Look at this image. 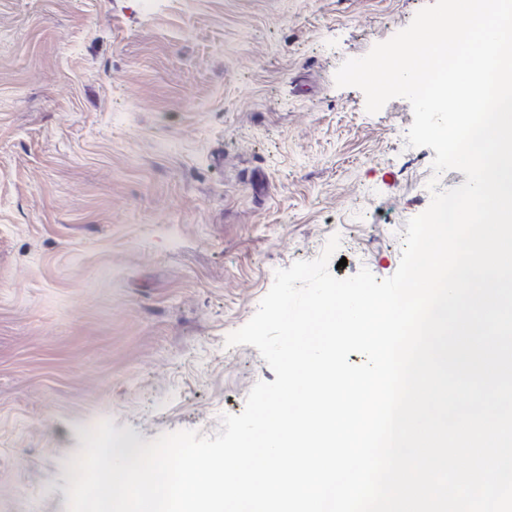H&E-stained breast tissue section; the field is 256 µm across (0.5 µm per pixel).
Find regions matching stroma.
Listing matches in <instances>:
<instances>
[{
    "label": "stroma",
    "instance_id": "stroma-1",
    "mask_svg": "<svg viewBox=\"0 0 512 512\" xmlns=\"http://www.w3.org/2000/svg\"><path fill=\"white\" fill-rule=\"evenodd\" d=\"M430 2L0 0V512H67L103 420L241 413L275 374L227 336L332 235L396 272L434 152L334 75Z\"/></svg>",
    "mask_w": 512,
    "mask_h": 512
}]
</instances>
